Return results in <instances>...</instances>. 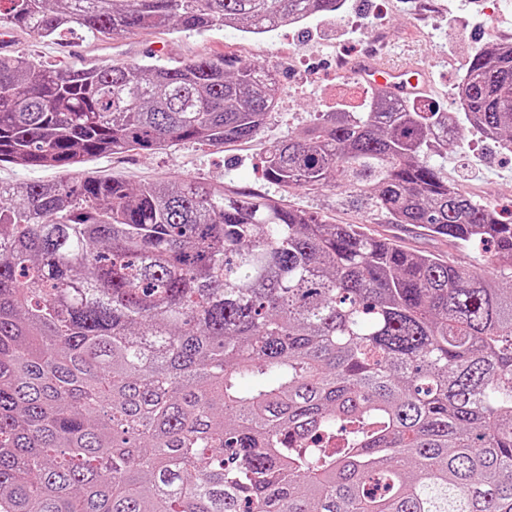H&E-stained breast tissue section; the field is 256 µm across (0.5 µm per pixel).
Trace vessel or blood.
<instances>
[{"label":"vessel or blood","instance_id":"vessel-or-blood-1","mask_svg":"<svg viewBox=\"0 0 512 512\" xmlns=\"http://www.w3.org/2000/svg\"><path fill=\"white\" fill-rule=\"evenodd\" d=\"M353 70L365 84L401 97L420 96L429 86L426 70L414 63L390 66L364 57L355 63Z\"/></svg>","mask_w":512,"mask_h":512}]
</instances>
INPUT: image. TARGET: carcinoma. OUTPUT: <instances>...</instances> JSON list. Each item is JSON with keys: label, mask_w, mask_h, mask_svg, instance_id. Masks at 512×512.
<instances>
[{"label": "carcinoma", "mask_w": 512, "mask_h": 512, "mask_svg": "<svg viewBox=\"0 0 512 512\" xmlns=\"http://www.w3.org/2000/svg\"><path fill=\"white\" fill-rule=\"evenodd\" d=\"M344 4L0 0V27L262 35ZM278 91L224 55L3 54L0 162L247 139ZM457 97L323 112L264 175L490 242L480 271L195 180L0 182V512H512V217L431 162L461 119L512 145V45L476 51Z\"/></svg>", "instance_id": "cac0c4a2"}]
</instances>
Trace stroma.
Returning a JSON list of instances; mask_svg holds the SVG:
<instances>
[{
    "label": "stroma",
    "mask_w": 512,
    "mask_h": 512,
    "mask_svg": "<svg viewBox=\"0 0 512 512\" xmlns=\"http://www.w3.org/2000/svg\"><path fill=\"white\" fill-rule=\"evenodd\" d=\"M488 42L512 44V6L498 7L494 0H347L340 13L257 38L218 26L202 33L146 30L103 41L78 30L52 41L16 30L10 51L51 67L76 69L85 68L93 56L103 63L148 59L163 65L225 55L268 67L279 84V101L253 137L216 146L183 142L156 153L101 155L84 164V171L133 187L187 178L223 186L228 196L272 197L328 223L357 224L410 251L475 269L486 254L485 245L460 247L420 228L393 223L344 182L319 189L283 188L268 182L263 169L274 146L311 124L318 113L339 106L360 111L371 89L352 73H340L342 62L373 52L390 63L417 57L432 75L422 103L454 112L465 64ZM455 137L439 159L449 181L503 216L512 215V148L483 139L466 125Z\"/></svg>",
    "instance_id": "stroma-1"
}]
</instances>
